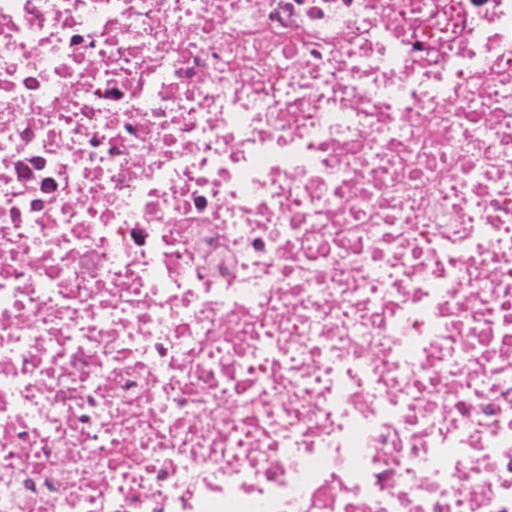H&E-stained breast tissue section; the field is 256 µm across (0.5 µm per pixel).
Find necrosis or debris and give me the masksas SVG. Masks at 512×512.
<instances>
[{"label":"necrosis or debris","mask_w":512,"mask_h":512,"mask_svg":"<svg viewBox=\"0 0 512 512\" xmlns=\"http://www.w3.org/2000/svg\"><path fill=\"white\" fill-rule=\"evenodd\" d=\"M0 512H512V0H0Z\"/></svg>","instance_id":"obj_1"}]
</instances>
